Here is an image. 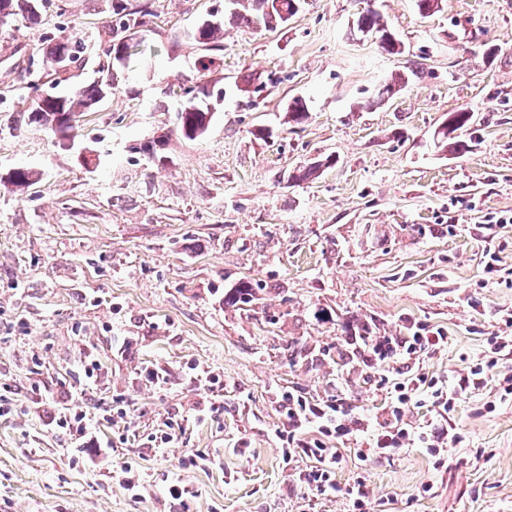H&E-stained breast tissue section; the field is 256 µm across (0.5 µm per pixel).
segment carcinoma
<instances>
[{
    "label": "carcinoma",
    "instance_id": "obj_1",
    "mask_svg": "<svg viewBox=\"0 0 512 512\" xmlns=\"http://www.w3.org/2000/svg\"><path fill=\"white\" fill-rule=\"evenodd\" d=\"M266 0H235L234 7L224 12V15L234 21L246 24L259 25L264 28H273L278 17L265 11ZM38 0H0V12L8 11L15 17H21L30 27L39 25L41 15L36 9ZM115 11V28L112 29V37L120 33H126L134 29L147 27L146 17L151 15V10L146 4H140L132 9L115 0L112 6ZM367 31V39L377 44L378 48L388 54L394 53L391 48L392 37L388 21L375 8L360 13L357 20V31ZM224 34V23L216 26H196L188 34L198 44L209 47L219 41ZM65 54L68 61L75 63L81 60V49L77 42L67 36H59L54 39L47 54V60H52L59 54ZM113 77L97 78L91 83L78 86L65 94H55L53 98L40 106L33 105L24 109L28 113V122L35 123L46 130L58 135L60 139L67 140L73 137L77 129L79 118L85 112L94 109L103 93L113 88ZM288 117L291 122L299 125L309 117L307 102L302 97L293 99L288 104ZM211 120V107L209 104L193 100V102L181 112L179 123L176 126L178 135L194 140L202 136L208 129ZM472 125V116L466 108L448 113L445 126L435 133L434 145L440 151L465 148V137L469 134ZM35 183L34 174L24 168H16L7 180V184L21 191ZM254 288L251 282L242 281L232 289L231 302L246 306L252 302Z\"/></svg>",
    "mask_w": 512,
    "mask_h": 512
}]
</instances>
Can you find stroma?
Instances as JSON below:
<instances>
[{
  "label": "stroma",
  "mask_w": 512,
  "mask_h": 512,
  "mask_svg": "<svg viewBox=\"0 0 512 512\" xmlns=\"http://www.w3.org/2000/svg\"><path fill=\"white\" fill-rule=\"evenodd\" d=\"M146 30L110 98L72 147L20 121L36 91L66 92L106 63L112 0H46L39 26L0 30V512H169L183 478L190 512H300L296 468L272 440L291 393L341 405L358 429L336 470L362 481L366 512H512V395L497 378L462 394L464 441L439 467L424 448L358 459L388 417L390 382L413 367L458 390L488 341L512 333V0H375L404 51L353 40L366 0H303L285 26L228 20L223 49L188 39L224 0H148ZM84 40L57 72L46 40ZM498 49L487 60L488 46ZM417 69L381 104L378 87ZM209 95L194 140L176 134L182 91ZM310 114L289 123V101ZM470 108L468 152L433 133ZM322 161L318 177L289 172ZM248 310L225 302L240 280ZM442 332L443 344L379 359L376 341ZM352 343L356 357L338 362ZM100 361L87 383L85 357ZM157 370L165 382L143 376ZM221 383L210 386L208 374ZM81 395L103 415L106 460H76L52 419ZM165 430L163 448L148 438ZM484 451L474 459L472 449ZM203 464L192 465L196 454ZM144 469L138 497L113 480Z\"/></svg>",
  "instance_id": "1"
}]
</instances>
